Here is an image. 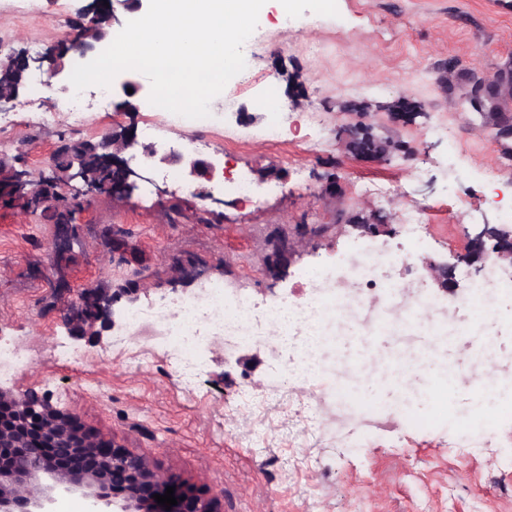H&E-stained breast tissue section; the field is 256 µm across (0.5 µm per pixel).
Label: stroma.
<instances>
[{"mask_svg":"<svg viewBox=\"0 0 512 512\" xmlns=\"http://www.w3.org/2000/svg\"><path fill=\"white\" fill-rule=\"evenodd\" d=\"M89 2L0 0V53L64 39ZM255 33L254 68L211 102L223 137L186 125L165 129L155 143L220 158L226 179L276 184L279 193L255 207L215 184L203 200L179 167H151L124 202L88 199L62 258L52 249L59 225L0 208V343H69L88 376L78 381L46 360L6 387L53 393L90 429L223 493L224 512H512V423L487 448L464 447L452 428L408 422L390 424L369 448L357 432L353 449L342 450L326 430L293 445L288 432L302 427L313 388L289 389L260 414L240 402L243 388L269 386L263 344L228 356L221 341L209 342L205 371L188 392L160 344L136 338L117 349L113 332L97 339L70 330L81 290L112 293L128 279L147 282L143 306L193 292L207 276L259 303L302 296L308 276L344 261V225L370 218L383 227L378 242L399 249L402 218L416 206L431 213L427 256L452 265L476 225L498 223L512 207V140L495 136L512 115V0H293L286 15L269 0ZM271 81L275 102L293 114L282 145L263 134L267 112L258 101ZM84 99L85 129L37 127L28 113L60 111L66 97L22 90L0 156L24 155L36 171L60 137L95 139L116 125L140 131L149 119L142 110L117 111L116 95L99 102L93 86ZM359 123L404 150L356 156L346 130ZM359 182L368 193H356ZM296 224L316 229L314 243L270 272L265 240ZM425 342L380 333L351 338L343 351L359 362L360 382L390 396L388 355Z\"/></svg>","mask_w":512,"mask_h":512,"instance_id":"1","label":"stroma"}]
</instances>
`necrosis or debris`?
Here are the masks:
<instances>
[{
  "instance_id": "necrosis-or-debris-1",
  "label": "necrosis or debris",
  "mask_w": 512,
  "mask_h": 512,
  "mask_svg": "<svg viewBox=\"0 0 512 512\" xmlns=\"http://www.w3.org/2000/svg\"><path fill=\"white\" fill-rule=\"evenodd\" d=\"M425 230L423 212L411 210L403 225L405 252L381 253L367 249L361 240H353L346 273H330L314 284L308 297L288 303L271 301L261 313L249 305L240 291L228 288L223 280L213 279L197 293L129 309L126 325L136 332L147 326L153 329L165 346L167 367L178 373L185 389L194 387L204 369L200 347L206 335L221 338L230 351L262 341L272 356L284 357L285 363L272 374L266 392L243 393V404L253 410L281 399L290 385L321 381L325 389L320 399L304 411L309 426L318 427L327 420L342 428L358 424L371 427L386 415L400 414L416 418L420 426L429 429L455 425L469 445L482 448L496 439L502 419L512 420V394L500 391L492 411H485L482 404L476 403L467 416H460L454 381L465 376L466 371L457 364H449L445 375L427 379L426 407L422 410L402 403L392 405L364 393L353 377L336 371V348L343 336L336 333L335 327L345 320L369 333L386 331L396 336L418 327L425 328L432 337L476 330L482 339L470 347V359H492L496 331L494 320L487 314L488 298L494 295L511 299L512 279L495 280L489 289L475 286L463 304L448 298L443 302L444 313H433L420 286H413L411 293L405 295L390 279V270L396 265L403 266L408 274H418L426 257ZM346 279L358 285L359 295L342 290L341 283ZM376 296L382 298V305L373 304ZM46 354L67 366L82 360L64 343L56 344ZM46 354L23 341L0 344V377L22 372Z\"/></svg>"
}]
</instances>
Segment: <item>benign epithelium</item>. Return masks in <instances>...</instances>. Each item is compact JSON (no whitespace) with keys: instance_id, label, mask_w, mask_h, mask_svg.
Wrapping results in <instances>:
<instances>
[{"instance_id":"7a95c632","label":"benign epithelium","mask_w":512,"mask_h":512,"mask_svg":"<svg viewBox=\"0 0 512 512\" xmlns=\"http://www.w3.org/2000/svg\"><path fill=\"white\" fill-rule=\"evenodd\" d=\"M109 5H103V2ZM148 0H92L79 14V27L67 39L42 52L30 53L21 48L8 54L20 58L26 74L43 71L58 78L57 91L64 94L69 86L64 79L65 61L86 63L108 47L102 25L121 24L120 17L132 20ZM113 86L122 101L119 108L135 112L140 99L150 93L132 71L117 75ZM21 83L7 86L0 83V111L19 103ZM133 93H128L127 89ZM96 166H107L101 180L91 179L86 167L62 169L55 155L41 169L50 175L54 192L44 197L32 186L33 173L25 161H0V201H12L21 214L44 205L60 215V223H70L72 215L92 196H106L117 203L127 199L144 179L131 162L140 157L143 165L174 164L183 170L188 184L213 182L224 173L209 161L175 149L161 151L153 143H141L134 130L116 126L94 141ZM493 242L492 247L486 241ZM306 245L302 237L286 236L268 243L271 268L282 265L295 247ZM460 261L482 269L493 266L512 275V229L503 224H486L470 240L469 250ZM431 278L445 295L456 292L452 267L426 260ZM81 316L72 328L101 323L108 330L114 324L115 296L100 288H85L78 296ZM0 512H56L59 500L69 495L87 499L92 512H224L218 493H206L176 472H160L150 458L136 452L116 436L89 430L77 413L53 403L49 394L35 391L18 392L0 386ZM175 488L178 504L165 510L153 495L165 494Z\"/></svg>"}]
</instances>
